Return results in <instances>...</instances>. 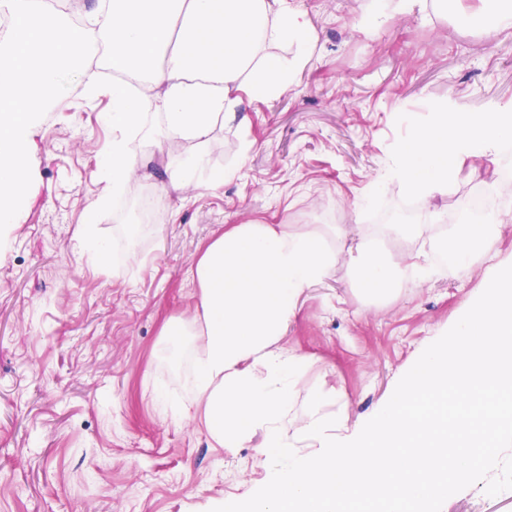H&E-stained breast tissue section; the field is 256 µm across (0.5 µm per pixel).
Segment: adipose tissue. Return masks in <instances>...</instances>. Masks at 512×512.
Returning a JSON list of instances; mask_svg holds the SVG:
<instances>
[{
    "label": "adipose tissue",
    "mask_w": 512,
    "mask_h": 512,
    "mask_svg": "<svg viewBox=\"0 0 512 512\" xmlns=\"http://www.w3.org/2000/svg\"><path fill=\"white\" fill-rule=\"evenodd\" d=\"M422 2L374 0L358 27L378 31ZM97 10L96 39L113 72L140 76L139 91L158 101L170 138L198 145L174 181L182 189L203 175L223 183L224 172L208 168L214 126L236 120L240 90L267 99L288 90L316 41L296 0H98ZM4 11L14 30L0 40V228L31 202L38 115L59 83L83 86L90 99L100 92L86 34L47 0H0ZM282 44L292 55L275 53ZM109 92L112 155L100 166L93 215L136 175L129 145L145 126L127 84ZM511 151L512 101L466 113L444 102L426 121L408 120L382 183L425 200L446 191L466 161ZM436 217L426 210L403 227L405 239L429 245L407 263L362 235L347 259L364 296L458 276L475 251L491 250L492 227L465 224L454 261L439 265L434 255L448 243L434 234ZM339 259L320 232L284 224L232 225L199 257L195 314L170 321L165 333L190 339L197 408L213 447L254 445L265 470L255 493L214 501L211 512H436L476 460L512 447V406L497 401L512 395V263L491 265L477 308L449 336L434 337L386 403L352 424L326 412L322 394L302 393L312 359L280 346L301 296L332 279Z\"/></svg>",
    "instance_id": "1"
}]
</instances>
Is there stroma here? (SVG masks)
<instances>
[{
	"label": "stroma",
	"instance_id": "35a3bbf8",
	"mask_svg": "<svg viewBox=\"0 0 512 512\" xmlns=\"http://www.w3.org/2000/svg\"><path fill=\"white\" fill-rule=\"evenodd\" d=\"M368 3L300 0L317 33L312 57L286 94L243 95L242 123L215 127L209 166L235 172L224 184L164 191L196 146L170 143L150 99L146 133L131 144L138 177L89 219L112 150L102 117L111 99L79 92L40 113L33 200L0 237V512H208L263 481L256 449L212 447L196 412L188 340L161 334L167 320L195 311L202 251L232 224L332 223L343 253L370 210L394 258L413 255L419 243L396 233L417 218L410 195L373 189L405 132L402 114L426 119L446 99L458 112L512 101V35H488L453 2L447 15L399 16L367 35L357 21ZM502 167L489 157L466 162L430 200L445 228L465 223L470 195ZM144 192L157 195L159 219L129 223L126 207ZM89 236L109 242L105 264L81 248ZM488 268L480 256L460 277L409 283L372 306L338 264L302 297L282 341L313 358L302 387L335 393L328 409L349 421L373 414L430 339L475 305ZM159 388L187 414L160 413ZM511 470L512 447L477 464L442 512H512L501 478Z\"/></svg>",
	"mask_w": 512,
	"mask_h": 512
}]
</instances>
